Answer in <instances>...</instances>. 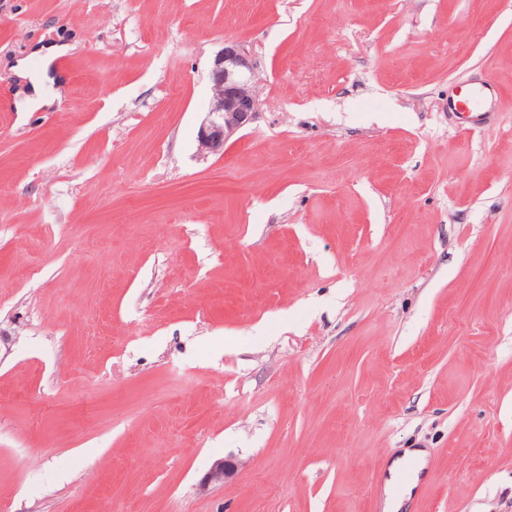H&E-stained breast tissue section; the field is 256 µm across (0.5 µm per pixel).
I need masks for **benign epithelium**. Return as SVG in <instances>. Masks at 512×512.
I'll list each match as a JSON object with an SVG mask.
<instances>
[{
	"instance_id": "7a95c632",
	"label": "benign epithelium",
	"mask_w": 512,
	"mask_h": 512,
	"mask_svg": "<svg viewBox=\"0 0 512 512\" xmlns=\"http://www.w3.org/2000/svg\"><path fill=\"white\" fill-rule=\"evenodd\" d=\"M211 106L197 136L201 154H222L224 144L258 113L259 98L254 82L253 53L239 40H227L211 69ZM237 472L227 458L213 462L204 484H224Z\"/></svg>"
}]
</instances>
